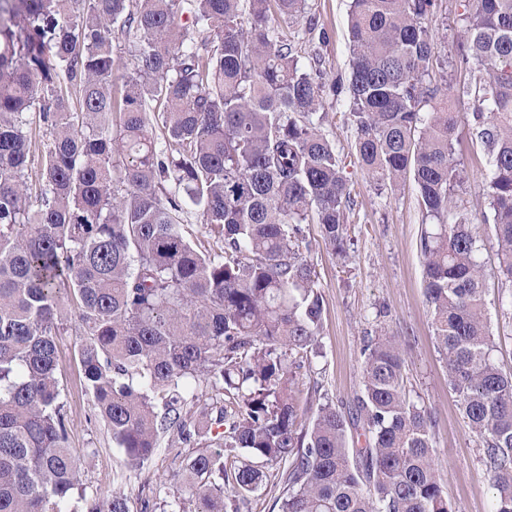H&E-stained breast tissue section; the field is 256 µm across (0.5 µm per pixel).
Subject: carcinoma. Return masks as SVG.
<instances>
[{"mask_svg": "<svg viewBox=\"0 0 512 512\" xmlns=\"http://www.w3.org/2000/svg\"><path fill=\"white\" fill-rule=\"evenodd\" d=\"M5 2L0 512H58L81 482L56 376L63 289L85 388L126 465L143 467L165 436L205 443L181 472L196 508L178 512H226L259 489L263 464L285 466L278 512H461L434 466L431 413L404 393L395 337L365 341L349 410L299 414L292 365L315 352L323 311L302 225L344 258L355 206L321 129L341 96L362 171L381 190L412 181L429 220L418 249L435 343L480 439L493 512H512V373L493 357L477 239L456 199L461 118L431 74L439 0H351L345 77L312 48L324 30L290 26L307 0ZM454 69L469 74L448 92L474 102L512 281V0H471ZM35 113L47 140L31 186ZM190 209L224 251L185 238ZM202 383L223 398L188 394ZM82 512H127L126 498L86 499Z\"/></svg>", "mask_w": 512, "mask_h": 512, "instance_id": "cac0c4a2", "label": "carcinoma"}]
</instances>
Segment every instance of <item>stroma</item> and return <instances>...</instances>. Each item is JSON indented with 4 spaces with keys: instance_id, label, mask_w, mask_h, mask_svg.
<instances>
[{
    "instance_id": "35a3bbf8",
    "label": "stroma",
    "mask_w": 512,
    "mask_h": 512,
    "mask_svg": "<svg viewBox=\"0 0 512 512\" xmlns=\"http://www.w3.org/2000/svg\"><path fill=\"white\" fill-rule=\"evenodd\" d=\"M351 0H308L306 16L294 20L295 28L316 21L328 39L320 48L328 73L348 72V12ZM444 10L429 27L434 53L446 68V80H455L449 66L463 26L465 0H443ZM346 102L330 108L322 129L347 160L345 174L356 191L357 204L348 218L350 249L338 258L326 248L320 228L308 224L304 232L310 243L306 258L318 274L323 298L319 349L300 369L298 383L303 410L314 413L330 401L352 406L361 388V350L367 337L396 336L403 343L404 388L409 399L431 410L435 426V463L449 499L462 512H492L491 476L479 460L480 441L467 427L448 374L433 338L432 314L423 289V265L417 247L420 211L413 184L396 191L378 190L354 165V131L343 119ZM463 180L457 191L473 213L477 226L478 256L485 273L486 314L497 342L499 367L512 372V282L498 271L497 245L484 195L488 166L480 142L463 132L457 146ZM66 314L57 337V377L72 421L70 446L82 463L81 492L86 497L115 491L127 498L128 512H171L180 494L176 473L191 447H160L142 469L131 471L124 454L112 441L106 423L94 410L86 393L77 355L80 341L75 305L63 298Z\"/></svg>"
}]
</instances>
